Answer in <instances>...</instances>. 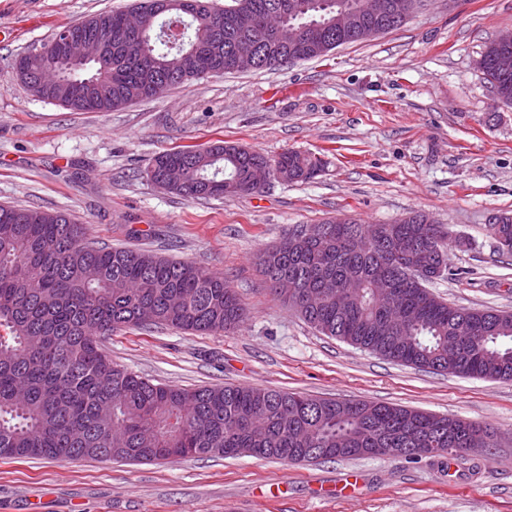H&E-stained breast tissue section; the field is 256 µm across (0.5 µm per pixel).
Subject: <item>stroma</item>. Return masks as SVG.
<instances>
[{
  "instance_id": "stroma-1",
  "label": "stroma",
  "mask_w": 512,
  "mask_h": 512,
  "mask_svg": "<svg viewBox=\"0 0 512 512\" xmlns=\"http://www.w3.org/2000/svg\"><path fill=\"white\" fill-rule=\"evenodd\" d=\"M130 0H0V204L42 207L89 239L223 276L250 310L232 333L165 327L106 339L113 363L162 385L261 386L410 406L490 427L450 455L288 462L247 454L152 463L0 458V512H512V381L419 370L317 332L275 297L257 256L286 227L422 211L454 237L431 290L512 312V261L488 230L512 214V105L476 67L512 31V0H429L397 30L320 60L211 76L110 112L33 97L13 72L57 30ZM223 140L276 157L323 154L308 183L187 200L151 158Z\"/></svg>"
}]
</instances>
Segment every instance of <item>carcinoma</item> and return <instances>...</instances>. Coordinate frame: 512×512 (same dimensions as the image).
<instances>
[{"mask_svg": "<svg viewBox=\"0 0 512 512\" xmlns=\"http://www.w3.org/2000/svg\"><path fill=\"white\" fill-rule=\"evenodd\" d=\"M291 0H232L257 18L258 53L277 42L271 20L288 16ZM156 0L130 6L147 27L112 50V59L78 70L60 60L35 61L27 90L75 112H110L150 99L144 71L162 90L211 74L236 71L242 43L228 9L215 0H184L175 17L187 28L180 43L165 40V22L153 14ZM318 9L291 18L296 25L323 23L337 0H317ZM124 11L84 20L81 32L98 36L103 25L119 26ZM201 36L214 50L193 54ZM273 70L324 56L321 49L283 44ZM498 40L484 49L482 70L495 97L512 103V73L493 67ZM187 169L176 194L189 199L224 198V181L240 196L262 191L278 169L288 181L308 182L324 168L322 158L287 150L270 159L239 145L217 141L204 148L164 151L149 173ZM416 213L393 224H358L336 218L315 239L290 240L287 228L261 257L271 292L288 278L301 294L336 281L318 307L300 310L318 332L393 362L451 375L512 381V313L451 306L426 283L447 266L448 235L438 224H422ZM489 230L511 248L512 216ZM398 290L401 304L416 312L399 336L376 327L389 307L379 283ZM249 310L224 278L188 261L151 250L89 242L83 225L59 211L0 205V457L160 461L192 456H235L304 461L306 448L346 449L343 459L363 458L364 448H443L459 456L483 448L488 429L473 423L442 427L436 416L373 401H339L257 387L177 388L154 384L112 363L104 340L131 327L164 326L196 333L234 329ZM459 325L467 336L452 333Z\"/></svg>", "mask_w": 512, "mask_h": 512, "instance_id": "cac0c4a2", "label": "carcinoma"}]
</instances>
